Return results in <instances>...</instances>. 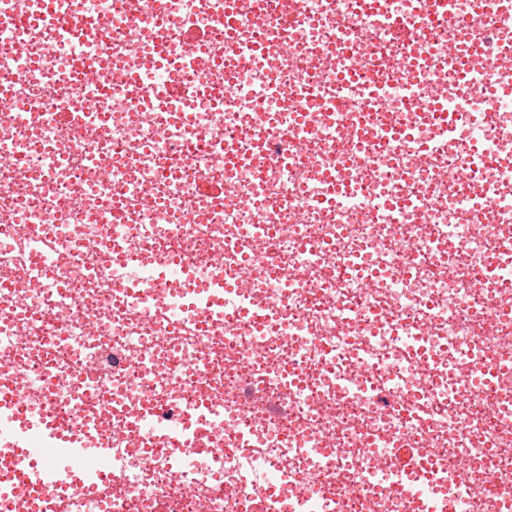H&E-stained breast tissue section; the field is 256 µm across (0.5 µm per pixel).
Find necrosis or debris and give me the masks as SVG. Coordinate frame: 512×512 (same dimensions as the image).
I'll list each match as a JSON object with an SVG mask.
<instances>
[{"label": "necrosis or debris", "mask_w": 512, "mask_h": 512, "mask_svg": "<svg viewBox=\"0 0 512 512\" xmlns=\"http://www.w3.org/2000/svg\"><path fill=\"white\" fill-rule=\"evenodd\" d=\"M509 53L494 0H0V383L104 443L42 454L72 512H512Z\"/></svg>", "instance_id": "necrosis-or-debris-1"}]
</instances>
